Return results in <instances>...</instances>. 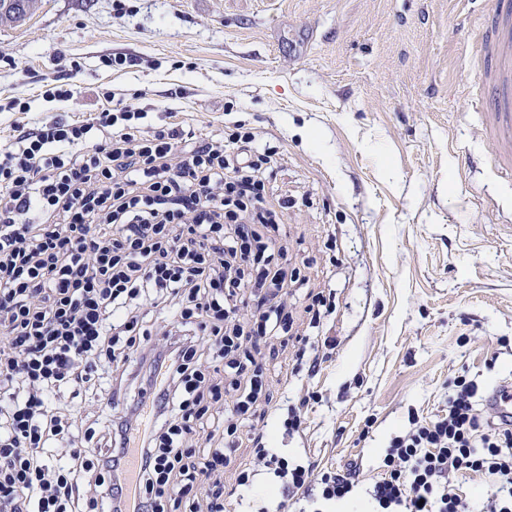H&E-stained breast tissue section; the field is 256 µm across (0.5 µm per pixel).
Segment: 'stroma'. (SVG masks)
Wrapping results in <instances>:
<instances>
[{"instance_id":"stroma-1","label":"stroma","mask_w":512,"mask_h":512,"mask_svg":"<svg viewBox=\"0 0 512 512\" xmlns=\"http://www.w3.org/2000/svg\"><path fill=\"white\" fill-rule=\"evenodd\" d=\"M491 0H39L0 23V147L17 126L140 94L155 125L199 135L240 122L277 148L274 197L305 283L290 333L254 352L275 403L308 398L298 433L262 423L279 451L360 467L448 402L464 374L480 392L512 380V173L495 167L478 106ZM114 56L136 66L109 65ZM71 70L72 97L46 84ZM333 300L317 335L306 308ZM305 363H297V350ZM318 358L316 368L307 361Z\"/></svg>"}]
</instances>
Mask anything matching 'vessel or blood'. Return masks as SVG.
I'll return each mask as SVG.
<instances>
[{
    "label": "vessel or blood",
    "mask_w": 512,
    "mask_h": 512,
    "mask_svg": "<svg viewBox=\"0 0 512 512\" xmlns=\"http://www.w3.org/2000/svg\"><path fill=\"white\" fill-rule=\"evenodd\" d=\"M488 18L496 34L487 57L494 64L489 70L486 108L489 132L498 144L496 161L500 169L512 168V0H493ZM488 403L503 417L512 418V382H504L492 390Z\"/></svg>",
    "instance_id": "b4317fda"
}]
</instances>
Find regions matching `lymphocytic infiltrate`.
Listing matches in <instances>:
<instances>
[{
    "label": "lymphocytic infiltrate",
    "mask_w": 512,
    "mask_h": 512,
    "mask_svg": "<svg viewBox=\"0 0 512 512\" xmlns=\"http://www.w3.org/2000/svg\"><path fill=\"white\" fill-rule=\"evenodd\" d=\"M120 98L85 120L19 128L0 149V512H239L258 473L283 499L350 498L359 468L291 460L252 418L263 381L238 350L290 323L282 216L253 129L148 125ZM458 377L445 414L384 450L373 512H469L453 476L512 512V423ZM152 411L153 425L143 423ZM251 461L222 477L236 434ZM456 492L462 500L468 503L470 509L476 510L481 507V500L487 493L496 491L497 487L492 478L482 475L465 474L458 475L453 481Z\"/></svg>",
    "instance_id": "lymphocytic-infiltrate-1"
}]
</instances>
